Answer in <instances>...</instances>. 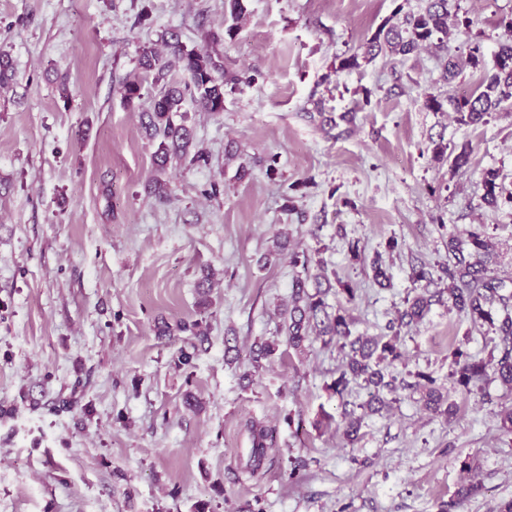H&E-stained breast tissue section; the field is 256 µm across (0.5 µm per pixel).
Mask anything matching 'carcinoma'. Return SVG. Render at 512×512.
I'll list each match as a JSON object with an SVG mask.
<instances>
[{"label":"carcinoma","mask_w":512,"mask_h":512,"mask_svg":"<svg viewBox=\"0 0 512 512\" xmlns=\"http://www.w3.org/2000/svg\"><path fill=\"white\" fill-rule=\"evenodd\" d=\"M232 24L227 27V34L236 35L237 21L244 15L243 0H225ZM453 18L457 29L470 30L472 19L450 16L448 0H427L425 8L418 13H409L398 24L385 21L370 39L361 46L362 53H353L342 60L340 69H352L359 66L358 58L374 59L377 56L392 55L406 57L429 45L444 53L441 79L444 83L458 77L469 68L481 74L474 92L468 96L448 95L441 99L435 95L424 98L425 108L441 112L449 106L457 115V120L464 125H478L487 122V117L494 112L512 110V18L504 24L505 38L499 43L491 68H486L481 46L473 43L466 54H452L448 48V18ZM161 40L168 48V56L163 58L150 46L142 49L140 68L142 73L135 74L119 85V93L127 105L142 97L143 84L152 79L161 85L154 98L151 110L146 113L148 121L145 129L150 140L157 142L155 158L159 167H164L170 158H183L188 155L192 143L191 130L187 126L188 115L184 110L186 101H191L200 111L219 113L224 111V96L227 89H235L239 77L226 78L224 63L210 51L187 49L178 35H161ZM174 68L185 75L183 85L168 83V75ZM432 153L436 160L449 163L451 169L459 170L468 165L469 151L455 148L444 143V139L432 141ZM500 172L487 168L483 172L484 194L482 203L491 208L501 204L512 205V192L503 195L504 189L499 182ZM493 244L490 237L479 229L465 230L463 236L454 233L448 235V267L446 275L448 284L438 292V297H447L448 304L457 312L467 317L471 323L486 326L499 338L500 356L488 361L477 360L461 350L455 355L462 359L457 371L456 383L466 392L477 384L493 377L502 384L512 388V293L507 292V280L495 274L488 265ZM288 253L293 266L298 268L292 284L288 305L280 312L282 331L288 346L303 350L310 342L313 330L323 337V343L334 341L340 343L345 351V362L332 390L339 397L352 380L361 379L370 389V399L365 409L372 413L381 411L386 405L383 392L396 391V378L386 377L380 368L383 362L392 363L401 358L400 332L384 338L365 339L353 335V322L346 311L337 308L328 312L325 296L328 290L318 289L315 293L308 291L310 280L321 285V275L312 270L323 269L322 261L307 251H298L293 247L289 236L276 240L275 249L266 259ZM432 294L418 293L405 300L406 308L398 312L394 322L399 329L409 328L422 322L430 311ZM162 332H191L195 337L205 335L201 323L179 321L175 325L164 323ZM278 344L270 341L254 343L251 353L252 361L270 360L275 355ZM420 382L416 386L422 392V398L428 409L441 415L450 412L445 405L447 397L441 388L435 386L436 380L423 374H417ZM253 448L249 459V468L256 470L261 464L260 456L267 443L273 441V433L268 428L254 424L251 426Z\"/></svg>","instance_id":"obj_1"}]
</instances>
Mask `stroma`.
Segmentation results:
<instances>
[{
    "instance_id": "obj_1",
    "label": "stroma",
    "mask_w": 512,
    "mask_h": 512,
    "mask_svg": "<svg viewBox=\"0 0 512 512\" xmlns=\"http://www.w3.org/2000/svg\"><path fill=\"white\" fill-rule=\"evenodd\" d=\"M244 4L231 38L224 0H0V55L14 69L0 86V512H494L512 500V435L496 417L512 390L495 380L467 393L454 376L455 350L494 353L492 330L433 303L402 329V357L387 368L404 389L371 414L363 381L332 390L339 345L288 347L278 309L296 269L263 257L281 231L318 251L330 283L356 288L348 313L364 336L389 335L413 268L431 270L429 292L444 288L452 229L483 226L492 268L512 277V208L481 201L485 169L512 189V112L464 126L424 108V95L478 82L468 69L444 84L432 47L341 69L395 10L425 0ZM449 8L473 21L449 47L480 42L492 64L512 0ZM165 31L190 48L218 35L225 70L251 79L221 113L189 108L208 161L170 160L161 199L150 187L157 145L141 125L159 89L129 106L118 87ZM349 110L354 121H341ZM438 138L469 144L459 173L434 160ZM376 256L390 287L373 278ZM180 320L207 333L189 369L178 363L186 333L160 331ZM266 340L278 350L253 369L250 348ZM419 371L454 415L425 409ZM189 392L199 410L185 406ZM70 395L75 405L57 409ZM348 411L362 419L352 444ZM252 423L275 442L254 473ZM467 483L479 490L457 504Z\"/></svg>"
}]
</instances>
